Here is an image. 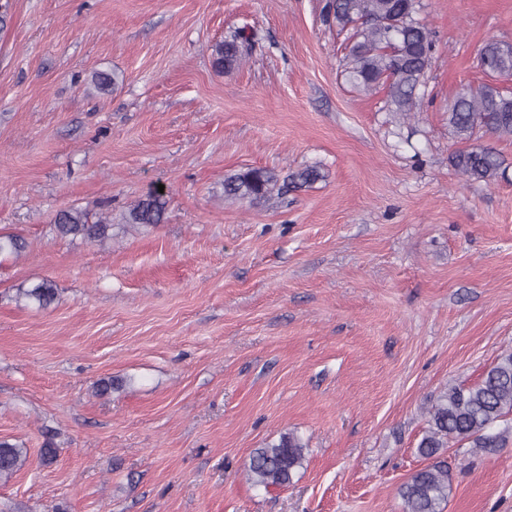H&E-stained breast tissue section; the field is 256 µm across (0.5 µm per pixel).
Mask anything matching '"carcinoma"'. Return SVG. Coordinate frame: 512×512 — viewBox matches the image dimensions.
Wrapping results in <instances>:
<instances>
[{"label": "carcinoma", "mask_w": 512, "mask_h": 512, "mask_svg": "<svg viewBox=\"0 0 512 512\" xmlns=\"http://www.w3.org/2000/svg\"><path fill=\"white\" fill-rule=\"evenodd\" d=\"M418 0H328L326 19L342 30H352L348 80L365 95L388 89L387 111L407 118L421 109L426 72L435 49L433 32L416 19ZM255 34L242 28L213 46V65L229 73L249 57ZM505 42L488 40L479 52L480 65L490 76L512 75V53ZM448 124L464 147L449 157L450 166L467 181L496 182L504 173V159L493 147H467L476 129L482 128L498 140L512 141V91L495 83L467 87L448 106ZM322 178L320 168L307 166L285 176L269 168H251L224 178V199L263 201L301 188ZM165 195L153 191L137 200L123 223L144 227L164 222ZM51 234L60 239H82L103 243L112 239V216L90 220L88 213L70 206L55 215ZM28 247L18 235L0 234V258L20 257ZM57 290L44 279L20 288L15 300L45 309L56 299ZM428 426L418 443L419 455L429 464L400 485L398 494L405 512H443L451 492L448 462L441 451L452 441L466 442L485 454H494L512 432V351L502 354L472 384H451L428 411ZM305 443L283 433L278 441L253 450L248 470L255 485L266 491L292 482L293 472L304 458ZM29 460L28 449L0 440V481L21 471Z\"/></svg>", "instance_id": "cac0c4a2"}]
</instances>
